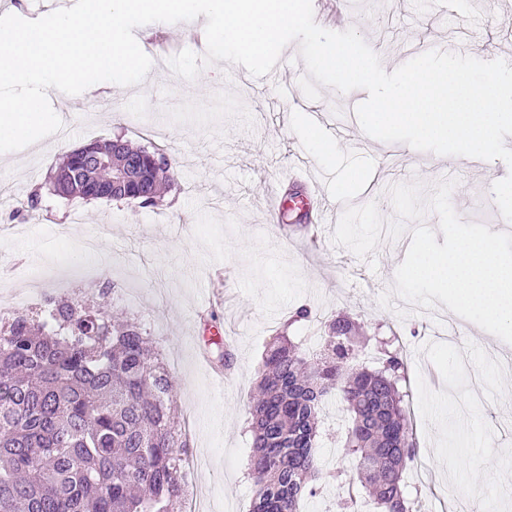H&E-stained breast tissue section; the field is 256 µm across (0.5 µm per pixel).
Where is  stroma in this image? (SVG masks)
<instances>
[{
    "instance_id": "stroma-1",
    "label": "stroma",
    "mask_w": 512,
    "mask_h": 512,
    "mask_svg": "<svg viewBox=\"0 0 512 512\" xmlns=\"http://www.w3.org/2000/svg\"><path fill=\"white\" fill-rule=\"evenodd\" d=\"M323 0L320 27L341 32L359 21V35L383 58L387 71L429 50L512 63V0ZM205 17L160 23L166 37L145 79L113 86L104 94L71 96L69 129L21 150L0 154V186L11 187V204L40 190V206L17 219L13 234H0V290L40 289L57 296L35 273L63 258L59 275L68 296L80 298L112 281L118 292L107 304L137 321L165 357L178 382L179 410L190 428L193 496L213 512H249L251 455L249 406L262 355L277 334L302 341L306 330L323 335L336 315L360 323L361 347L376 366L373 337L397 335L409 362V389L418 456L428 470L408 467V493L428 501L431 512H457L459 503L482 495L512 496V397L497 384L512 373V344L450 312L427 310L400 298L382 306L411 242L383 239L373 260L336 246L332 234L347 207L376 202L392 220L388 189L420 183L424 190L456 179L452 205L465 222L512 233L491 187L511 168L499 159L472 165L439 162L437 155L403 143H386L361 128L355 107L368 93L321 87L308 99L299 80L306 69L298 43L278 61L280 79L252 76L225 61L204 68L192 81L176 76L168 60L193 43L187 32ZM291 95H283L282 84ZM332 113L334 126L315 127L311 109ZM337 144L324 159L312 140ZM121 138L165 155L173 190L158 206L129 201L61 197L47 189L50 170L69 151L98 140ZM314 176L327 207L324 220L290 204ZM281 196L280 212L268 201ZM11 204H0V219ZM306 320L294 322L297 307ZM234 364L216 381L222 345ZM483 369L482 403L465 410L472 434L492 435V448L464 439L452 407L467 401L455 388L459 360ZM348 415L329 400L321 415L318 458L325 469H352L342 443Z\"/></svg>"
}]
</instances>
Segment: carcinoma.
I'll list each match as a JSON object with an SVG mask.
<instances>
[{"label":"carcinoma","instance_id":"cac0c4a2","mask_svg":"<svg viewBox=\"0 0 512 512\" xmlns=\"http://www.w3.org/2000/svg\"><path fill=\"white\" fill-rule=\"evenodd\" d=\"M53 169L60 195L112 199L116 152L137 163L129 191L156 205L169 168L120 139L87 145ZM310 357L286 336L270 342L250 404V512H299L330 483L370 487L379 512H420L403 474L418 453L399 382L407 364L384 342L381 366L355 369L357 325L339 315ZM138 325L92 300L50 297L35 315L0 319V512H173L183 499L188 441L175 381ZM349 414L343 448L355 474L323 471L320 411Z\"/></svg>","mask_w":512,"mask_h":512}]
</instances>
